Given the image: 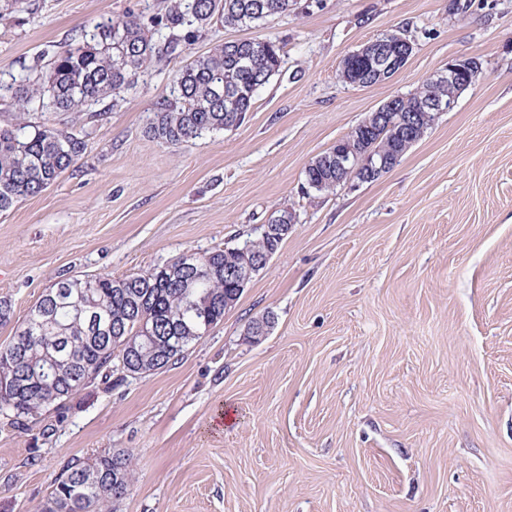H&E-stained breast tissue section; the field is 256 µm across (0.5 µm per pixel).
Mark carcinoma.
Instances as JSON below:
<instances>
[{"mask_svg":"<svg viewBox=\"0 0 512 512\" xmlns=\"http://www.w3.org/2000/svg\"><path fill=\"white\" fill-rule=\"evenodd\" d=\"M296 9V0H168L165 13L146 23L105 18L73 34L68 48L44 64L0 80V99L20 112L87 110L134 88L148 67L181 54L215 19L227 28H251ZM385 45L395 59L407 53L387 32L369 41L363 56L341 60L342 82L381 83L379 49ZM281 62L282 46L271 37L227 41L190 57L173 76L170 98L157 103L148 134L174 146L239 126ZM434 99H448V84L427 79L415 94L384 104L381 111L400 112L408 124L345 135L308 164L302 188L334 193L345 179L336 152L349 145L359 152L375 147L383 158L381 168L364 169L355 181L372 182L392 170L435 124L438 115L428 105ZM83 150L79 139L50 127L0 128V214L54 184ZM282 243L258 233L248 246L198 254L195 272L183 266V253L142 273L60 278L0 346V413L19 424L72 399L90 379L114 371L143 375L174 363L224 320L225 303L241 298L244 289L229 271L244 261L243 251L262 258ZM147 334L169 340L156 349L125 343ZM132 477L131 454L124 450L73 463L54 481L42 512H116Z\"/></svg>","mask_w":512,"mask_h":512,"instance_id":"cac0c4a2","label":"carcinoma"}]
</instances>
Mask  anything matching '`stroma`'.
Returning a JSON list of instances; mask_svg holds the SVG:
<instances>
[{
  "mask_svg": "<svg viewBox=\"0 0 512 512\" xmlns=\"http://www.w3.org/2000/svg\"><path fill=\"white\" fill-rule=\"evenodd\" d=\"M186 50L278 39L283 63L242 125L177 146L146 127L172 66L119 102L30 112L83 141L77 163L0 214L8 343L59 277H115L233 245L299 216L216 328L171 367L97 379L25 427L0 417V512H41L77 460L131 452L118 512H512V0H299ZM163 0H35L0 20V72ZM405 29L389 81L353 87L349 52ZM458 57L484 79L374 182L301 192L303 171L364 117ZM273 313L261 341L249 321Z\"/></svg>",
  "mask_w": 512,
  "mask_h": 512,
  "instance_id": "1",
  "label": "stroma"
}]
</instances>
